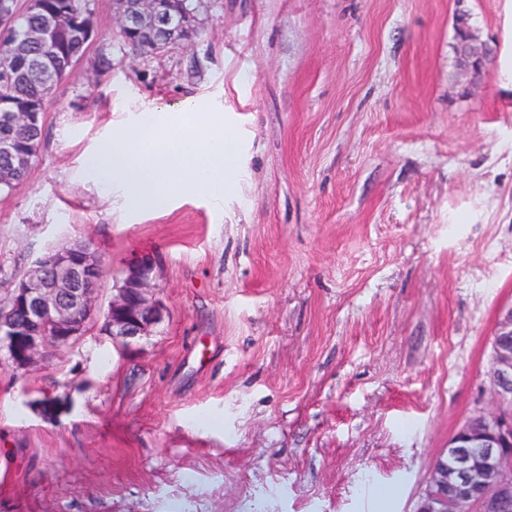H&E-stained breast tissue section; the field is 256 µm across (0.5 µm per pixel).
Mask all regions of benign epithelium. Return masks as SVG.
<instances>
[{"instance_id": "7a95c632", "label": "benign epithelium", "mask_w": 512, "mask_h": 512, "mask_svg": "<svg viewBox=\"0 0 512 512\" xmlns=\"http://www.w3.org/2000/svg\"><path fill=\"white\" fill-rule=\"evenodd\" d=\"M120 33L137 34L143 41H166L169 49L182 45L196 24L194 13L180 14V24L162 27L169 13L168 0H115ZM456 50L465 71L481 75L487 55L477 36L458 25ZM0 30L14 39L15 55L30 44L67 30L58 17L40 28L20 29L16 14L0 8ZM12 129L0 138V156L19 173L32 167L28 145L39 113L4 110ZM153 260L131 263L122 285L105 311L98 306L97 285L103 273L100 257L82 243L54 248L37 258L25 276L8 290L12 317L0 318V342L10 348L17 370H28L37 360L76 345L104 314L113 339L129 346L148 336L160 320L152 287ZM491 379L497 403L490 411L467 418L448 440L451 462L434 463L416 512H512V307L504 311L491 337Z\"/></svg>"}]
</instances>
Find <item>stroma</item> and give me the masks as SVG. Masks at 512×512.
<instances>
[{
	"label": "stroma",
	"instance_id": "obj_1",
	"mask_svg": "<svg viewBox=\"0 0 512 512\" xmlns=\"http://www.w3.org/2000/svg\"><path fill=\"white\" fill-rule=\"evenodd\" d=\"M0 195V295L47 250L155 261L161 319L0 364V512H413L495 405L512 306V0H207L191 45L124 46L113 0ZM466 21L487 74L460 68ZM469 92H462V85ZM194 98L237 143L222 204L87 182L113 129ZM56 397L55 418L38 402Z\"/></svg>",
	"mask_w": 512,
	"mask_h": 512
}]
</instances>
